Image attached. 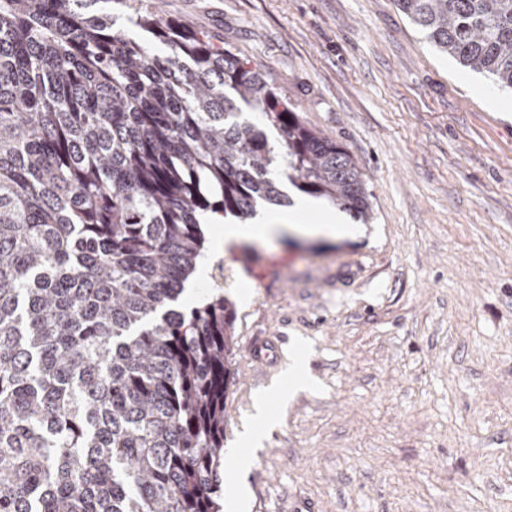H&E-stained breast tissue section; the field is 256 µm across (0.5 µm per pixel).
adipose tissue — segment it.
I'll return each mask as SVG.
<instances>
[{
	"label": "adipose tissue",
	"mask_w": 512,
	"mask_h": 512,
	"mask_svg": "<svg viewBox=\"0 0 512 512\" xmlns=\"http://www.w3.org/2000/svg\"><path fill=\"white\" fill-rule=\"evenodd\" d=\"M291 230L301 234L329 240L354 237L358 228L345 223L341 216L326 210L324 202L299 199L289 207H276L250 224H234L215 215L205 227L210 242L208 262L226 257L229 248L242 241H266Z\"/></svg>",
	"instance_id": "adipose-tissue-1"
}]
</instances>
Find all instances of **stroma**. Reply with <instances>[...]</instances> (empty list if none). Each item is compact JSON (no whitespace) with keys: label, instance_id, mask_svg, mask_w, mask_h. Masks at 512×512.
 Listing matches in <instances>:
<instances>
[{"label":"stroma","instance_id":"obj_1","mask_svg":"<svg viewBox=\"0 0 512 512\" xmlns=\"http://www.w3.org/2000/svg\"><path fill=\"white\" fill-rule=\"evenodd\" d=\"M219 36L370 193L364 237L242 242L191 281L237 308L223 487L246 512H512V92L394 0H143ZM314 382L251 465L256 398Z\"/></svg>","mask_w":512,"mask_h":512}]
</instances>
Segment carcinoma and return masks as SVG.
<instances>
[{
    "label": "carcinoma",
    "mask_w": 512,
    "mask_h": 512,
    "mask_svg": "<svg viewBox=\"0 0 512 512\" xmlns=\"http://www.w3.org/2000/svg\"><path fill=\"white\" fill-rule=\"evenodd\" d=\"M395 2L512 89V0ZM286 181L371 218L353 157L223 42L138 0H0V512H222L237 314L221 283L175 303L206 217Z\"/></svg>",
    "instance_id": "obj_1"
}]
</instances>
